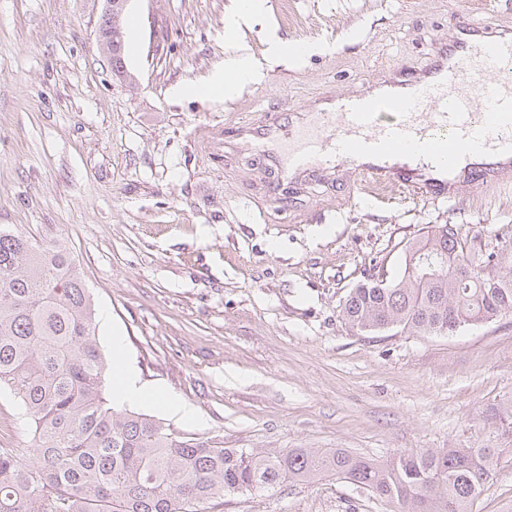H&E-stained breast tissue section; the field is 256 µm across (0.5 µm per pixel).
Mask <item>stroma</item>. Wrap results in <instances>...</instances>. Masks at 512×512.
Returning a JSON list of instances; mask_svg holds the SVG:
<instances>
[{
	"mask_svg": "<svg viewBox=\"0 0 512 512\" xmlns=\"http://www.w3.org/2000/svg\"><path fill=\"white\" fill-rule=\"evenodd\" d=\"M130 0L125 76L97 40L105 0H0V224L66 243L140 380L193 415L135 411L228 448L346 449L379 461L494 448L476 512H512V316L453 336L363 333L342 319L372 265L396 275L428 228L512 247V189L463 182L431 201L376 188L346 162L283 178L279 152L237 139L322 94L421 69L460 17L512 29V0ZM263 63L234 100L203 94L233 43ZM310 46L300 59L285 47ZM0 389V448L29 447ZM214 512H397L326 477Z\"/></svg>",
	"mask_w": 512,
	"mask_h": 512,
	"instance_id": "1",
	"label": "stroma"
}]
</instances>
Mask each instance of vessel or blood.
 <instances>
[{
	"instance_id": "b4317fda",
	"label": "vessel or blood",
	"mask_w": 512,
	"mask_h": 512,
	"mask_svg": "<svg viewBox=\"0 0 512 512\" xmlns=\"http://www.w3.org/2000/svg\"><path fill=\"white\" fill-rule=\"evenodd\" d=\"M494 83H487L489 73ZM377 93L326 99L315 125L289 149L287 169L310 171L313 154L325 152L357 164L376 181L393 179L391 158L418 159L401 183L415 194L453 191L456 159L466 158L484 183L512 170V31L461 19L454 35L437 44L429 64L414 75L386 80ZM238 138L275 139V123H239Z\"/></svg>"
}]
</instances>
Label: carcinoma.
<instances>
[{
    "mask_svg": "<svg viewBox=\"0 0 512 512\" xmlns=\"http://www.w3.org/2000/svg\"><path fill=\"white\" fill-rule=\"evenodd\" d=\"M115 75L125 73L114 21ZM512 315V250L487 251L453 224L435 227L386 288L361 283L342 319L376 333L448 336ZM96 309L66 245L0 225V387L32 430L21 454L0 448V512H208L224 498L328 475L394 502L398 512H474L493 448H426L380 462L344 449L226 448L180 438L154 417L112 404Z\"/></svg>",
    "mask_w": 512,
    "mask_h": 512,
    "instance_id": "carcinoma-1",
    "label": "carcinoma"
}]
</instances>
